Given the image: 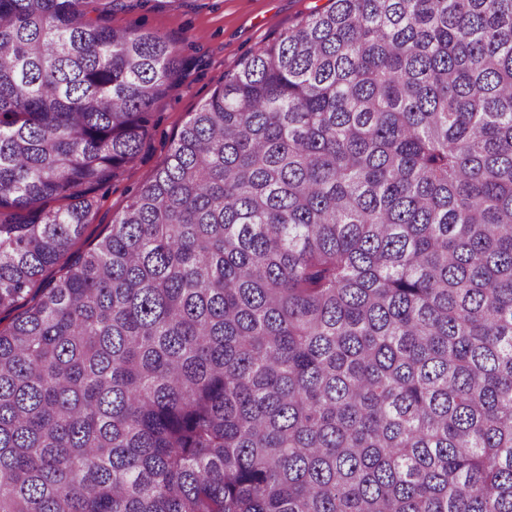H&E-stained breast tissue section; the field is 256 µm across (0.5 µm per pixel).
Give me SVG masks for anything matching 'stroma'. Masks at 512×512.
<instances>
[{
    "mask_svg": "<svg viewBox=\"0 0 512 512\" xmlns=\"http://www.w3.org/2000/svg\"><path fill=\"white\" fill-rule=\"evenodd\" d=\"M329 0H139L107 18L116 29H137L176 41L184 67L173 88L152 106L137 156L94 193L93 216L77 248H86L122 213L153 175L175 134L222 85L225 74L256 49Z\"/></svg>",
    "mask_w": 512,
    "mask_h": 512,
    "instance_id": "1",
    "label": "stroma"
}]
</instances>
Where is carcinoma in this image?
Segmentation results:
<instances>
[{"instance_id": "carcinoma-1", "label": "carcinoma", "mask_w": 512, "mask_h": 512, "mask_svg": "<svg viewBox=\"0 0 512 512\" xmlns=\"http://www.w3.org/2000/svg\"><path fill=\"white\" fill-rule=\"evenodd\" d=\"M125 7L0 0V512H512V0H333L74 251L177 70Z\"/></svg>"}]
</instances>
